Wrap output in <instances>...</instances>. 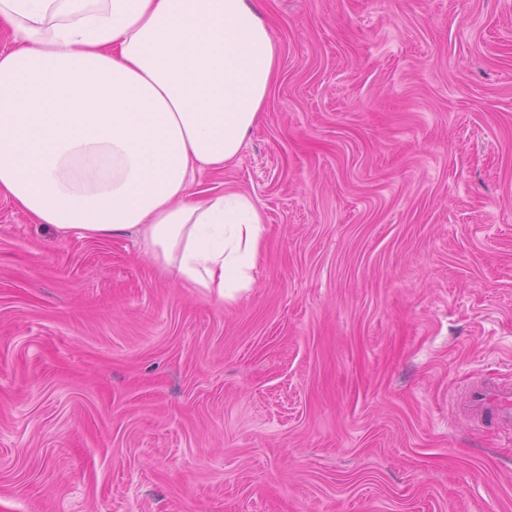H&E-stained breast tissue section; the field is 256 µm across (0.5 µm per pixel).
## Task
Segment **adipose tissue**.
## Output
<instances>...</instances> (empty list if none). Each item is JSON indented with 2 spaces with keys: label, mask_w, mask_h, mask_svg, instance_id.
<instances>
[{
  "label": "adipose tissue",
  "mask_w": 512,
  "mask_h": 512,
  "mask_svg": "<svg viewBox=\"0 0 512 512\" xmlns=\"http://www.w3.org/2000/svg\"><path fill=\"white\" fill-rule=\"evenodd\" d=\"M0 194L83 238L132 233L183 286L252 288L265 218L192 198L240 154L277 71L253 0H0Z\"/></svg>",
  "instance_id": "ef3b65f1"
}]
</instances>
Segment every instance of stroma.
I'll use <instances>...</instances> for the list:
<instances>
[{
    "label": "stroma",
    "instance_id": "1",
    "mask_svg": "<svg viewBox=\"0 0 512 512\" xmlns=\"http://www.w3.org/2000/svg\"><path fill=\"white\" fill-rule=\"evenodd\" d=\"M259 3L237 300L0 196V512H512V0ZM464 413L473 422L512 431V387L490 383L474 386Z\"/></svg>",
    "mask_w": 512,
    "mask_h": 512
}]
</instances>
